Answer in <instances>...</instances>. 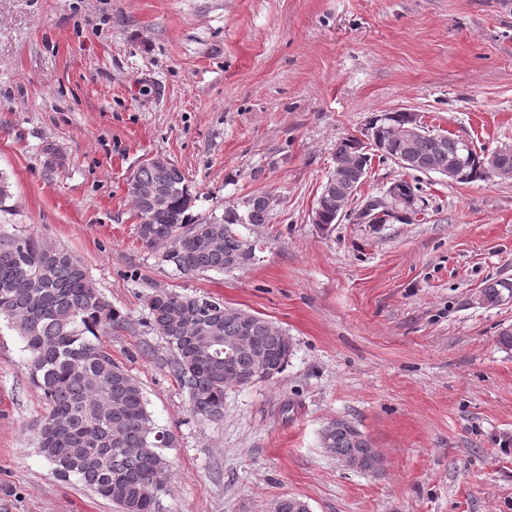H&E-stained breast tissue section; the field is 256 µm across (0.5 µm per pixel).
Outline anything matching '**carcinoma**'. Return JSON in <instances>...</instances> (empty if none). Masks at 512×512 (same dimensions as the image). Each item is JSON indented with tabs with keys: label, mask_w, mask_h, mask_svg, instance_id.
I'll return each instance as SVG.
<instances>
[{
	"label": "carcinoma",
	"mask_w": 512,
	"mask_h": 512,
	"mask_svg": "<svg viewBox=\"0 0 512 512\" xmlns=\"http://www.w3.org/2000/svg\"><path fill=\"white\" fill-rule=\"evenodd\" d=\"M380 158L400 160L414 152L408 170L422 174L462 169L463 183L485 181V154L464 148L462 139L432 133L416 147L382 135ZM370 153L353 149V139L336 146L334 166L317 199L314 215L328 227L358 186ZM153 186L158 196L136 186ZM129 194L139 218L137 237L148 249L162 250L166 264L184 275L230 273L252 264L256 245L239 224L270 223L276 199L255 194L243 208L200 218L191 213L194 197L174 163H147L133 176ZM10 183L0 173V218L14 215ZM512 283L496 280L482 289L494 304ZM149 323L163 336L171 368L187 393L190 413L201 421L224 417V391L270 379L288 365L292 344L285 330L260 316L213 296L158 290L147 301ZM0 317L6 318L30 353L29 375L42 393L48 415L38 432V448L57 476L77 481L111 501L121 512H159L171 477L158 430L138 381L112 360L98 334L125 328L126 319L98 293L78 258L47 250L34 234L0 233ZM320 443L338 458L359 457L368 471L377 459L370 440L340 419L321 431Z\"/></svg>",
	"instance_id": "carcinoma-1"
}]
</instances>
